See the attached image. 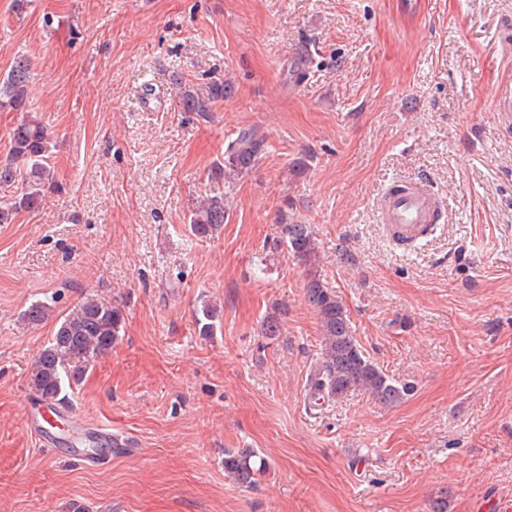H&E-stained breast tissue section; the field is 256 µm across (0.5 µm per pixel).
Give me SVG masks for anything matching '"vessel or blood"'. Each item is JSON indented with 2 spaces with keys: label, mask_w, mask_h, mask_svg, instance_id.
Listing matches in <instances>:
<instances>
[{
  "label": "vessel or blood",
  "mask_w": 512,
  "mask_h": 512,
  "mask_svg": "<svg viewBox=\"0 0 512 512\" xmlns=\"http://www.w3.org/2000/svg\"><path fill=\"white\" fill-rule=\"evenodd\" d=\"M380 222L389 243L408 249L426 238L441 215V206L425 183H402L385 189L378 200ZM67 425L71 436L70 456L78 462L86 454L82 442L91 425L80 413L60 409L51 402H39L28 417L27 427L40 445L53 446L59 439L60 425Z\"/></svg>",
  "instance_id": "obj_1"
}]
</instances>
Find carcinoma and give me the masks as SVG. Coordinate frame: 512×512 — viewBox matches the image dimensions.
<instances>
[{"mask_svg":"<svg viewBox=\"0 0 512 512\" xmlns=\"http://www.w3.org/2000/svg\"><path fill=\"white\" fill-rule=\"evenodd\" d=\"M31 83V62L24 55L13 58L7 74L0 77V108L27 111ZM177 97L188 112H210L215 104L231 94L222 82L196 85L179 81ZM263 150V139L250 129L241 130L229 142L224 165L213 172L216 180L231 178L248 169ZM50 136L41 122L25 119L13 132L11 156L0 161V187L16 185L21 195L9 203H0V224L12 223L21 209L40 205L45 187L52 183L53 172L47 163ZM224 197L203 199L190 218V231L207 236L224 224ZM279 244L286 247L307 272L305 302L316 312L322 334L321 357L310 373V402L339 401L361 392L385 407L399 404L414 390V385L389 376L366 353L354 336L346 307L338 296L321 281L315 262L318 244L309 224H284ZM53 307L44 301L31 302L20 319L27 326H38L49 319ZM220 310L206 303L196 312L198 334H214ZM123 314L112 302L94 294L83 297L68 313L60 317L54 334L32 365L30 389L41 400L60 401L64 382L76 383L91 364L112 350L122 330ZM265 465L256 464L253 451L242 448L224 451V473L243 488H250L264 473Z\"/></svg>","mask_w":512,"mask_h":512,"instance_id":"cac0c4a2","label":"carcinoma"}]
</instances>
